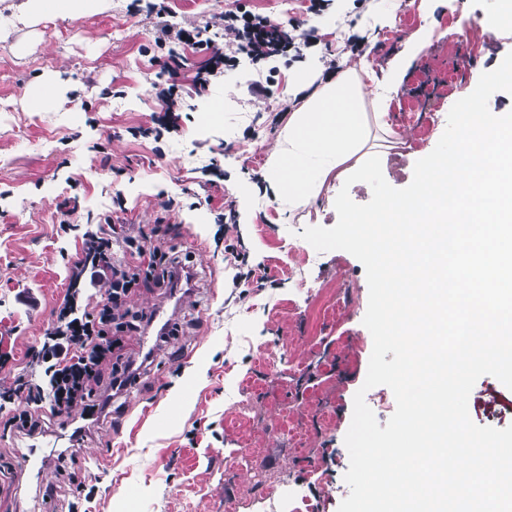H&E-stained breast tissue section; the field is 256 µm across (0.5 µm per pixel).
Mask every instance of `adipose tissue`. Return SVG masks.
Returning <instances> with one entry per match:
<instances>
[{
	"label": "adipose tissue",
	"mask_w": 512,
	"mask_h": 512,
	"mask_svg": "<svg viewBox=\"0 0 512 512\" xmlns=\"http://www.w3.org/2000/svg\"><path fill=\"white\" fill-rule=\"evenodd\" d=\"M404 76L396 69L375 95V114L361 104L362 80L356 70L342 71L318 87L288 119L280 149L271 160V190L289 207L307 205L332 176L363 173L368 162L361 154L369 122H382L389 94Z\"/></svg>",
	"instance_id": "adipose-tissue-1"
}]
</instances>
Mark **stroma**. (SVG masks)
I'll return each instance as SVG.
<instances>
[{"label": "stroma", "instance_id": "1", "mask_svg": "<svg viewBox=\"0 0 512 512\" xmlns=\"http://www.w3.org/2000/svg\"><path fill=\"white\" fill-rule=\"evenodd\" d=\"M19 2L0 0V388L29 373L87 225H178L168 245L189 257L198 304L80 445L58 424L0 443V512H290L293 497L338 512L356 392L382 425L396 401L386 386L362 388L373 349L363 264L302 237L336 224L341 181L294 209L268 187L302 103L294 76L321 83L366 65L381 78L404 62L391 131L370 126L365 151L406 187L453 104L512 52V28L482 29L498 0H319L316 14L310 0H241L289 35L316 36L284 57L240 58L200 94L193 80L210 51L162 28L201 29L223 46L225 0H104L32 24ZM46 79L57 97L28 111L26 93ZM262 79L267 93L252 94ZM172 81L174 121L156 96ZM234 242L265 269L263 286L233 287L224 247ZM468 411L477 425L510 426L512 390L482 376ZM67 447L82 489L43 502L46 486L63 483L55 461Z\"/></svg>", "mask_w": 512, "mask_h": 512}]
</instances>
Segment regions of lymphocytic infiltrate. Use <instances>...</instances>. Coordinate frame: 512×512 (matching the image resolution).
<instances>
[{
	"label": "lymphocytic infiltrate",
	"instance_id": "obj_1",
	"mask_svg": "<svg viewBox=\"0 0 512 512\" xmlns=\"http://www.w3.org/2000/svg\"><path fill=\"white\" fill-rule=\"evenodd\" d=\"M224 32L235 46L227 54L213 53L209 67L196 76L197 90H206L231 56L243 54L257 63L287 53L292 43L279 25L243 12L240 0L225 7ZM172 230L169 224L148 231L137 224H98L85 231L42 346L28 355L30 376L0 389V412L11 413V437L41 435L77 409L91 419L139 382L153 356L129 355L126 340L146 330L152 314L133 309L130 301L143 288L174 291L186 261L164 247ZM17 393L24 394L26 409H12Z\"/></svg>",
	"mask_w": 512,
	"mask_h": 512
}]
</instances>
